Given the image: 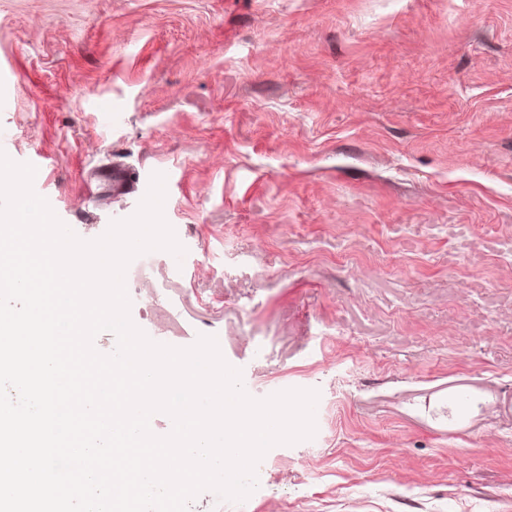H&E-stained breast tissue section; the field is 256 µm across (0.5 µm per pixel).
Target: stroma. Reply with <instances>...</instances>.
<instances>
[{
  "mask_svg": "<svg viewBox=\"0 0 512 512\" xmlns=\"http://www.w3.org/2000/svg\"><path fill=\"white\" fill-rule=\"evenodd\" d=\"M7 156L90 241L152 174L185 249L127 267L319 393L255 512H512V0H0Z\"/></svg>",
  "mask_w": 512,
  "mask_h": 512,
  "instance_id": "obj_1",
  "label": "stroma"
}]
</instances>
